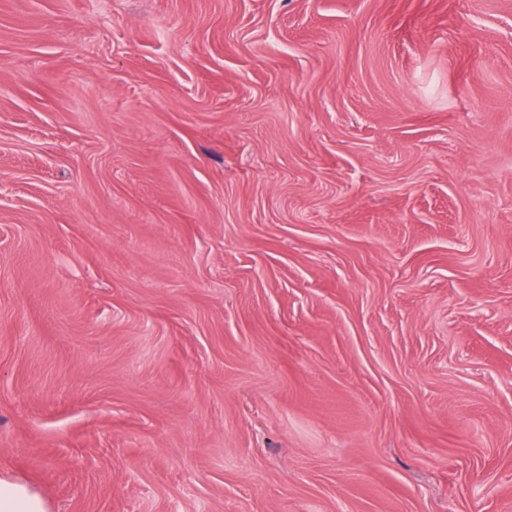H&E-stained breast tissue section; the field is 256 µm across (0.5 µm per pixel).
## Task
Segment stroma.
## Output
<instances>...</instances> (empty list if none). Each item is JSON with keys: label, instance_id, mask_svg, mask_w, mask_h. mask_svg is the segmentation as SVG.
<instances>
[{"label": "stroma", "instance_id": "1", "mask_svg": "<svg viewBox=\"0 0 512 512\" xmlns=\"http://www.w3.org/2000/svg\"><path fill=\"white\" fill-rule=\"evenodd\" d=\"M0 476L512 512V0H0Z\"/></svg>", "mask_w": 512, "mask_h": 512}]
</instances>
